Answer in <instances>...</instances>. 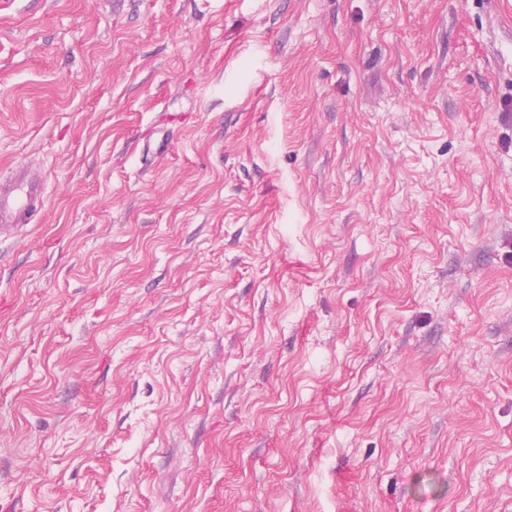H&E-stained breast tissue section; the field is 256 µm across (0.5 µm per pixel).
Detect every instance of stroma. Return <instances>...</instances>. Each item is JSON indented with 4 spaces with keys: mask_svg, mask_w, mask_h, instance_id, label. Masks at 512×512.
Returning <instances> with one entry per match:
<instances>
[{
    "mask_svg": "<svg viewBox=\"0 0 512 512\" xmlns=\"http://www.w3.org/2000/svg\"><path fill=\"white\" fill-rule=\"evenodd\" d=\"M0 512H512V0H0ZM46 178L40 168L24 163L15 168L12 182L0 185V239L27 227L46 205Z\"/></svg>",
    "mask_w": 512,
    "mask_h": 512,
    "instance_id": "obj_1",
    "label": "stroma"
}]
</instances>
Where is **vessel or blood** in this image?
Returning <instances> with one entry per match:
<instances>
[{
  "label": "vessel or blood",
  "instance_id": "1",
  "mask_svg": "<svg viewBox=\"0 0 512 512\" xmlns=\"http://www.w3.org/2000/svg\"><path fill=\"white\" fill-rule=\"evenodd\" d=\"M45 184L42 170L24 163L16 167L12 182L0 185V239L11 238L28 226L45 207Z\"/></svg>",
  "mask_w": 512,
  "mask_h": 512
}]
</instances>
